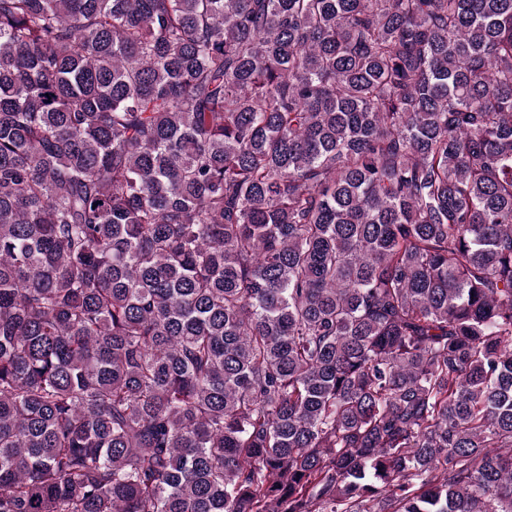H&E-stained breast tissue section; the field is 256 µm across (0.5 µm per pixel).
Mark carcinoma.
I'll return each mask as SVG.
<instances>
[{
    "mask_svg": "<svg viewBox=\"0 0 512 512\" xmlns=\"http://www.w3.org/2000/svg\"><path fill=\"white\" fill-rule=\"evenodd\" d=\"M0 512H512V0H0Z\"/></svg>",
    "mask_w": 512,
    "mask_h": 512,
    "instance_id": "1",
    "label": "carcinoma"
}]
</instances>
